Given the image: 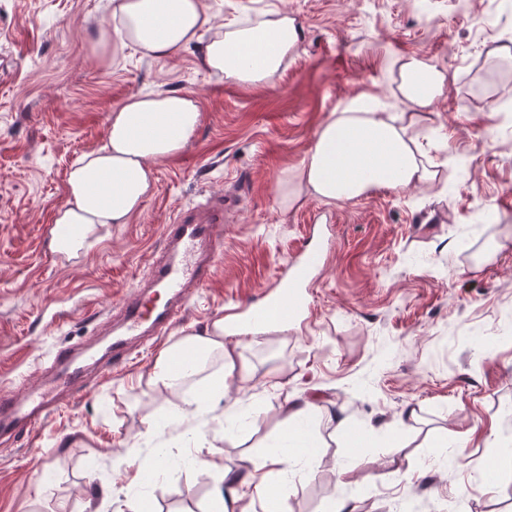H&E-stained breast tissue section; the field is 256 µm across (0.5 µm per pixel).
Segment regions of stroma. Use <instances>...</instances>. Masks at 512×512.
<instances>
[{"label":"stroma","instance_id":"obj_1","mask_svg":"<svg viewBox=\"0 0 512 512\" xmlns=\"http://www.w3.org/2000/svg\"><path fill=\"white\" fill-rule=\"evenodd\" d=\"M217 22L283 11L303 31L274 85L219 80L200 48L152 60L100 39L110 0H0V391L47 383L53 351L91 353L112 338L111 308L161 254L181 207L237 199L212 280L168 335L205 333L225 309L255 306L305 245L313 217L334 245L307 290L308 321L231 336L250 367L230 382L246 401L222 425L189 420L206 447H172L166 393L146 384L160 346L91 378L83 399L34 427L31 444L0 445V512H100L108 497L153 512H209L211 462L262 460L284 410L317 397L345 428L316 418V464L271 474L281 512H484L512 496V0H205ZM416 54L447 70L420 134L433 180L354 200L309 197L281 210L330 113L366 96L394 106L392 59ZM196 98L201 121L180 153L154 165L156 190L126 224L81 255L50 249L54 209L73 163L100 148L107 117L130 95ZM278 379L271 388L270 379ZM415 421L402 424L404 408ZM130 458L116 474V456ZM351 468L340 485L336 470ZM493 493H484L485 483Z\"/></svg>","mask_w":512,"mask_h":512}]
</instances>
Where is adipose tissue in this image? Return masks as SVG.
<instances>
[{"mask_svg":"<svg viewBox=\"0 0 512 512\" xmlns=\"http://www.w3.org/2000/svg\"><path fill=\"white\" fill-rule=\"evenodd\" d=\"M109 33L157 60L201 44L214 76L264 85L274 83L300 40V30L288 15L220 24L203 0H112ZM447 83V72L435 64L416 56L401 60L394 90L396 111L369 106L360 97L331 113L293 174V190L281 194V207L293 206L305 194L330 203L428 180L418 129ZM199 119L196 99L178 92L133 94L113 109L107 118L106 144L83 154L68 174L66 201L52 217L54 251L77 257L100 227L128 223L154 190V163L185 149ZM228 332L219 318L205 334L180 338L159 355L149 383L174 395L175 420L209 413L219 403L229 419L242 406V399H224L227 376H247L237 348L224 340ZM215 355L221 366L212 374L208 398L202 401L185 385ZM315 409L309 401L286 408L288 427L279 452L251 463L242 474L218 469L219 488L210 512H270V472H287L298 458L313 455L314 437L304 423Z\"/></svg>","mask_w":512,"mask_h":512,"instance_id":"adipose-tissue-1","label":"adipose tissue"}]
</instances>
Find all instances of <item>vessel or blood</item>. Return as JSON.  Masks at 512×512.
Instances as JSON below:
<instances>
[{
    "label": "vessel or blood",
    "instance_id": "obj_1",
    "mask_svg": "<svg viewBox=\"0 0 512 512\" xmlns=\"http://www.w3.org/2000/svg\"><path fill=\"white\" fill-rule=\"evenodd\" d=\"M227 217L223 197L213 196L204 204L180 209L163 225L162 237L168 250L150 266L149 286L113 307L121 323L120 332L113 334L104 353L95 359L83 357L69 346L56 349L51 359L58 368L54 388L24 385L17 394H0V440L12 436L17 426L30 429L45 422L62 406L64 398L83 391L90 371L101 372L124 361L138 337L168 335L181 320L191 292L213 277L221 246L218 232ZM319 268L320 260L313 254L291 264L259 305L261 317L268 320L287 313L300 316L303 308L298 297Z\"/></svg>",
    "mask_w": 512,
    "mask_h": 512
}]
</instances>
